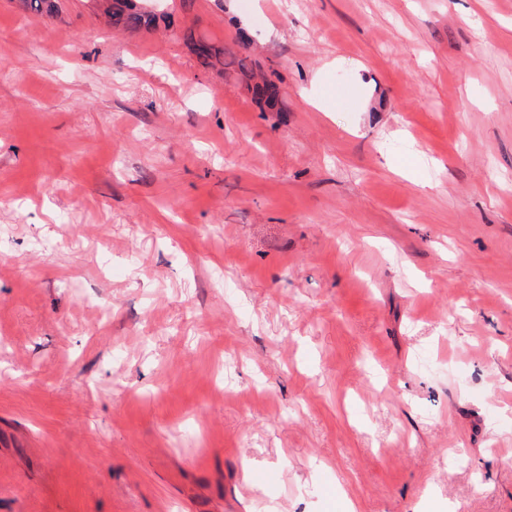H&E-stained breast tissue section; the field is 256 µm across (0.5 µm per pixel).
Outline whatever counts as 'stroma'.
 <instances>
[{"mask_svg": "<svg viewBox=\"0 0 512 512\" xmlns=\"http://www.w3.org/2000/svg\"><path fill=\"white\" fill-rule=\"evenodd\" d=\"M59 3L0 0V512H512V0ZM97 7L106 17L107 24L130 34L152 31L166 13L147 10L142 0H97ZM199 63L204 69H216L220 74L233 78L237 83L246 84L252 99L257 104L278 112L282 101L281 91L276 82L266 76L260 69L259 63L250 56L239 55L224 49V45L213 43L199 57ZM250 81H254L252 86Z\"/></svg>", "mask_w": 512, "mask_h": 512, "instance_id": "35a3bbf8", "label": "stroma"}]
</instances>
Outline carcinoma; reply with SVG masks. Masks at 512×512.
<instances>
[{
	"label": "carcinoma",
	"instance_id": "1",
	"mask_svg": "<svg viewBox=\"0 0 512 512\" xmlns=\"http://www.w3.org/2000/svg\"><path fill=\"white\" fill-rule=\"evenodd\" d=\"M22 4L37 14L51 15L60 9L59 0H22ZM97 7L109 26L130 34L152 31L158 20L167 17L165 13L146 9L143 0H97ZM199 63L205 69H215L239 84L248 85L252 99L260 106L279 109L282 101L279 87L260 71L259 63L250 56L239 55L214 43L199 57Z\"/></svg>",
	"mask_w": 512,
	"mask_h": 512
}]
</instances>
